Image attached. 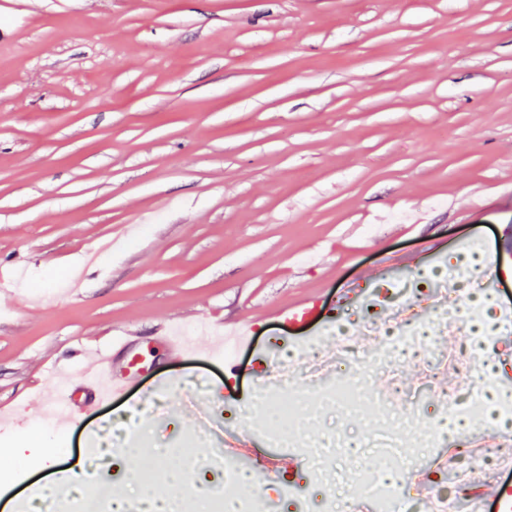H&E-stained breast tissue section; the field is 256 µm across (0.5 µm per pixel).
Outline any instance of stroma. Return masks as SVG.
I'll return each instance as SVG.
<instances>
[{
	"label": "stroma",
	"instance_id": "stroma-1",
	"mask_svg": "<svg viewBox=\"0 0 512 512\" xmlns=\"http://www.w3.org/2000/svg\"><path fill=\"white\" fill-rule=\"evenodd\" d=\"M480 251L491 273L479 297L512 307V0H0V512L27 499L60 512L66 488L44 497L50 472L97 451L113 417L130 414L126 444L149 430L146 475L173 499L243 498L241 474L272 453L262 414L245 422L267 370L306 347L357 337L354 315L372 300L387 315L412 270L435 273ZM357 285L358 303L338 305ZM317 293L321 307L285 324L270 307ZM476 297V298H479ZM470 292L449 291L467 317ZM433 306L427 334L405 358L400 388H415L457 348ZM252 324L248 345L206 354L227 325ZM188 331L194 349L173 356L159 326ZM139 355L144 372L126 391L87 407L72 424L45 401L65 365L81 385L83 345ZM480 364L450 371L451 388H512V336H468ZM371 394L348 410L317 401L298 429L301 457L255 493L284 506L361 488L362 466L388 469L382 435L410 430L426 446L418 467L466 438L502 440L485 411L479 427L442 429L441 403L425 398L402 420L383 416L390 379L353 364ZM205 384L200 407L230 432H248L254 458L225 475L198 447L179 448L192 423L189 381ZM336 440L328 474L304 443ZM358 450H350V442Z\"/></svg>",
	"mask_w": 512,
	"mask_h": 512
}]
</instances>
